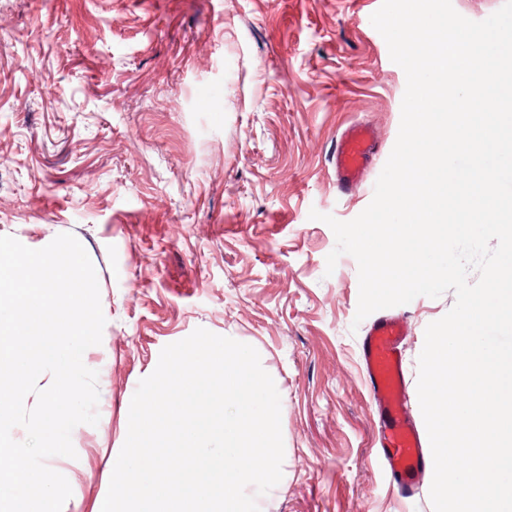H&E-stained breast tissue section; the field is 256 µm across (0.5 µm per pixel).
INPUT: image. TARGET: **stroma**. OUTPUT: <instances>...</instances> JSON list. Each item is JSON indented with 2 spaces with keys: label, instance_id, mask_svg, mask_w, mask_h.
<instances>
[{
  "label": "stroma",
  "instance_id": "obj_1",
  "mask_svg": "<svg viewBox=\"0 0 512 512\" xmlns=\"http://www.w3.org/2000/svg\"><path fill=\"white\" fill-rule=\"evenodd\" d=\"M381 0H0V235L39 249L70 233L106 323L97 425L53 464L62 512H100L139 381L196 328L253 346L281 398L282 479L260 512H433L429 486L388 492L359 359L356 260L310 211L371 202L397 139L403 69L370 22ZM379 153L343 191L342 130ZM454 291L404 316L410 419L425 329Z\"/></svg>",
  "mask_w": 512,
  "mask_h": 512
}]
</instances>
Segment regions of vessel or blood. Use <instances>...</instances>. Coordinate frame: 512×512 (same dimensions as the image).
I'll return each instance as SVG.
<instances>
[{"mask_svg": "<svg viewBox=\"0 0 512 512\" xmlns=\"http://www.w3.org/2000/svg\"><path fill=\"white\" fill-rule=\"evenodd\" d=\"M369 125L348 126L336 142V179L340 186L360 183L376 154ZM405 323L396 317L375 320L360 345L363 374L377 416L375 445L386 477L401 496L415 495L431 470L426 438L409 420L406 402L407 370L402 354Z\"/></svg>", "mask_w": 512, "mask_h": 512, "instance_id": "obj_1", "label": "vessel or blood"}]
</instances>
